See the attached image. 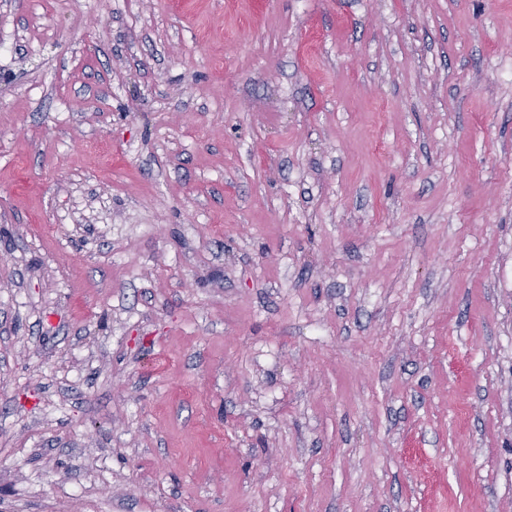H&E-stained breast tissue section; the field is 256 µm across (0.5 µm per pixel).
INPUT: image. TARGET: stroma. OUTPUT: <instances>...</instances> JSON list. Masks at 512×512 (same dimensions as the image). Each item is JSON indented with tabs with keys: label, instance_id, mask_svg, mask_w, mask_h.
Returning <instances> with one entry per match:
<instances>
[{
	"label": "stroma",
	"instance_id": "1",
	"mask_svg": "<svg viewBox=\"0 0 512 512\" xmlns=\"http://www.w3.org/2000/svg\"><path fill=\"white\" fill-rule=\"evenodd\" d=\"M0 512H512V0H0Z\"/></svg>",
	"mask_w": 512,
	"mask_h": 512
}]
</instances>
